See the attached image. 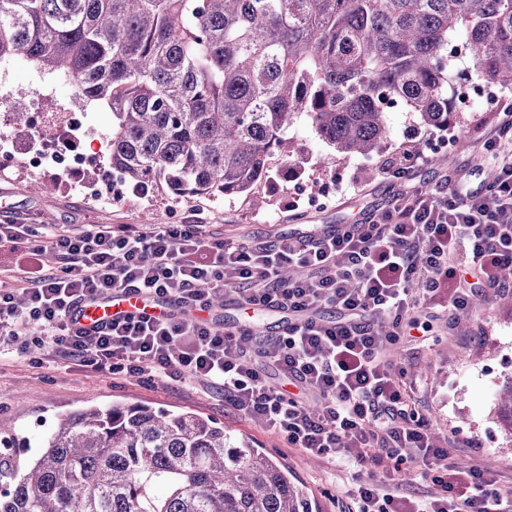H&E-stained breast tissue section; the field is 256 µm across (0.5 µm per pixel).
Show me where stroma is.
Instances as JSON below:
<instances>
[{"label":"stroma","instance_id":"1","mask_svg":"<svg viewBox=\"0 0 512 512\" xmlns=\"http://www.w3.org/2000/svg\"><path fill=\"white\" fill-rule=\"evenodd\" d=\"M489 123V112L477 105L458 113L448 163L415 169L410 180L399 184L378 175L379 156L328 160V148L310 128L301 125L295 130L302 145L295 185L279 189L282 177L274 175L260 187L265 198L260 208L244 196L179 200L165 188L132 194L122 204H99L63 181L50 193L30 196L22 190L28 176L18 169L0 174V212L27 214L34 224H177L196 210L228 241H293L314 228L361 223L368 214L385 208L393 194L435 185L452 172L460 174L465 191L483 192L486 170L479 165L477 138ZM325 187L333 190L327 206H309L308 196ZM206 317L228 327L248 329L259 344L270 339L267 326L278 319L274 313L245 309L237 291L225 294L223 306L211 308ZM417 317L425 328L424 337L403 342L390 359L394 367L407 370L414 399L432 433L447 444L448 465L464 468L476 461L486 466L500 485H512V465L506 463L512 458V425L496 412V393L512 376V291L488 293L479 306L451 323L436 309L425 306ZM115 402L212 418L285 465L315 498L320 512H348L351 495L373 478L390 482L398 493L410 498L439 492L414 463L398 465L387 459L375 466L362 465L356 460L357 449L350 448L346 454L351 464L337 468L288 447L262 423L225 410L220 397L178 390L159 380L98 373L56 361L36 346L24 356L0 362V451L8 448L14 458L28 459L64 416Z\"/></svg>","mask_w":512,"mask_h":512}]
</instances>
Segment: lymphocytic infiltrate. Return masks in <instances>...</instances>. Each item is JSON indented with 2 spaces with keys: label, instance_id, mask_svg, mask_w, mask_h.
Segmentation results:
<instances>
[{
  "label": "lymphocytic infiltrate",
  "instance_id": "f902f5d3",
  "mask_svg": "<svg viewBox=\"0 0 512 512\" xmlns=\"http://www.w3.org/2000/svg\"><path fill=\"white\" fill-rule=\"evenodd\" d=\"M481 141V157L495 169L492 194L419 189L362 223L294 244L236 246L212 236L197 216L181 224L78 226L0 218V251L23 248L38 262L0 266V361L34 343L105 374L218 388L234 410L262 420L289 447L334 463L348 445L364 463L410 461L440 488L439 496L414 501L370 481L354 493L353 512H512L481 469L446 465L447 449L388 359L417 328L420 304L459 315L478 291L502 288L500 273L512 266V97L500 99ZM293 265L305 276L282 281L281 270ZM236 285L248 308L293 316L262 348L249 332L187 318ZM119 289L176 298L182 312L91 328L75 320L82 303ZM327 306L341 318H322ZM380 321L389 324L386 334L375 328Z\"/></svg>",
  "mask_w": 512,
  "mask_h": 512
}]
</instances>
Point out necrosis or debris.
I'll return each mask as SVG.
<instances>
[{
	"label": "necrosis or debris",
	"instance_id": "necrosis-or-debris-1",
	"mask_svg": "<svg viewBox=\"0 0 512 512\" xmlns=\"http://www.w3.org/2000/svg\"><path fill=\"white\" fill-rule=\"evenodd\" d=\"M13 88L8 70L0 71V169L23 165L33 173L70 177L92 163L79 134L88 108L79 95L58 100L53 89L35 82L29 95L31 116L26 125L12 119Z\"/></svg>",
	"mask_w": 512,
	"mask_h": 512
}]
</instances>
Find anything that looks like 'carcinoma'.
I'll list each match as a JSON object with an SVG mask.
<instances>
[{"instance_id": "1", "label": "carcinoma", "mask_w": 512, "mask_h": 512, "mask_svg": "<svg viewBox=\"0 0 512 512\" xmlns=\"http://www.w3.org/2000/svg\"><path fill=\"white\" fill-rule=\"evenodd\" d=\"M512 89V0H0V61L62 75L112 114L132 189L238 197L289 165L299 121L336 156L391 138L387 102L455 121L448 43ZM512 422V379L497 392ZM0 512H317L276 459L191 412L91 406L28 463L0 456Z\"/></svg>"}]
</instances>
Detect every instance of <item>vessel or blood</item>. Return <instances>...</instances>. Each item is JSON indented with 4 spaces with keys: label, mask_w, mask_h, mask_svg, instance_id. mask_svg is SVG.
Masks as SVG:
<instances>
[{
    "label": "vessel or blood",
    "mask_w": 512,
    "mask_h": 512,
    "mask_svg": "<svg viewBox=\"0 0 512 512\" xmlns=\"http://www.w3.org/2000/svg\"><path fill=\"white\" fill-rule=\"evenodd\" d=\"M175 310L173 303L148 299L141 294L127 290L113 293L105 299L89 302L77 310L80 323L86 327L101 325L116 318L142 314L165 318Z\"/></svg>",
    "instance_id": "1"
}]
</instances>
